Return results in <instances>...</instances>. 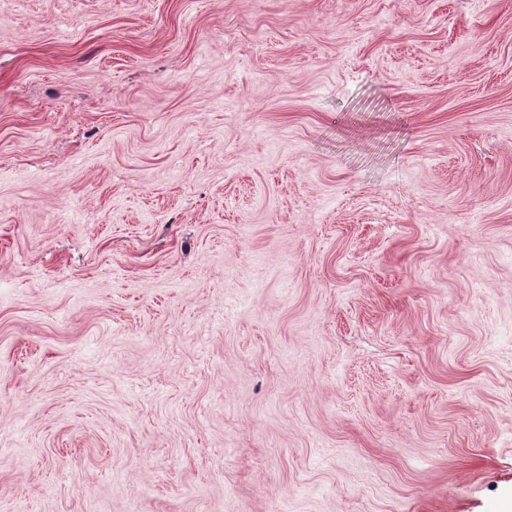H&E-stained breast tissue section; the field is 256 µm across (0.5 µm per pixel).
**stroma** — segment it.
I'll list each match as a JSON object with an SVG mask.
<instances>
[{"label":"stroma","mask_w":512,"mask_h":512,"mask_svg":"<svg viewBox=\"0 0 512 512\" xmlns=\"http://www.w3.org/2000/svg\"><path fill=\"white\" fill-rule=\"evenodd\" d=\"M0 512H512V0H0Z\"/></svg>","instance_id":"stroma-1"}]
</instances>
